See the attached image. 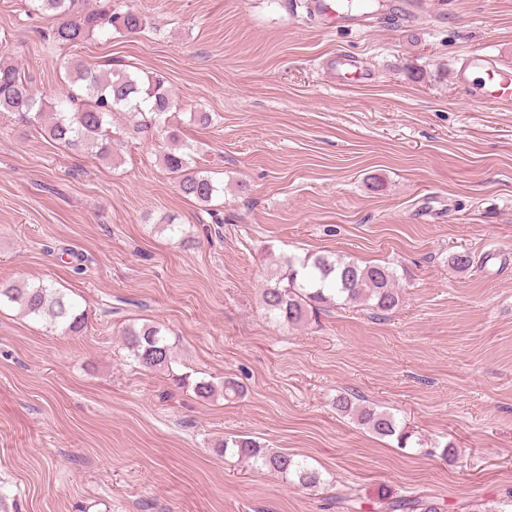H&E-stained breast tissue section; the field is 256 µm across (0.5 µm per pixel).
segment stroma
<instances>
[{
  "label": "stroma",
  "instance_id": "35a3bbf8",
  "mask_svg": "<svg viewBox=\"0 0 512 512\" xmlns=\"http://www.w3.org/2000/svg\"><path fill=\"white\" fill-rule=\"evenodd\" d=\"M27 4L0 0V49L43 97L69 58L163 77L171 125L224 194L216 224L163 165L168 139L128 137L123 114L105 161L0 114V282L53 285L86 321L65 334L0 306V512H340L339 497L382 512L412 496L494 512L512 492V106L472 100L452 70L477 51L512 67V0H426L414 24L345 30L291 0H118L149 29L61 47ZM339 50L369 84L327 79ZM310 253L391 264L398 307L274 321L273 263ZM145 323L167 328L171 369L126 349ZM227 377L241 398L195 391ZM341 392L394 414L412 447L337 412ZM232 435L321 485L225 453ZM230 450L234 454L247 457L256 466L266 468L284 476L286 479L293 477L294 482L305 488H315L321 484V476L318 471L309 467L303 461L297 460L288 454L266 448L246 436H230L224 439L225 453Z\"/></svg>",
  "mask_w": 512,
  "mask_h": 512
}]
</instances>
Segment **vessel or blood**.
Wrapping results in <instances>:
<instances>
[{"instance_id": "obj_1", "label": "vessel or blood", "mask_w": 512, "mask_h": 512, "mask_svg": "<svg viewBox=\"0 0 512 512\" xmlns=\"http://www.w3.org/2000/svg\"><path fill=\"white\" fill-rule=\"evenodd\" d=\"M421 0H386L388 14L401 21L416 17ZM311 16L331 26H361L371 17L369 9L347 8L341 0H310ZM330 78L337 84H365L372 71L362 60L347 52H337L324 62ZM455 80L463 88L475 90L480 103L488 106L512 104V68L497 62L492 55L477 53L465 56L455 71Z\"/></svg>"}]
</instances>
